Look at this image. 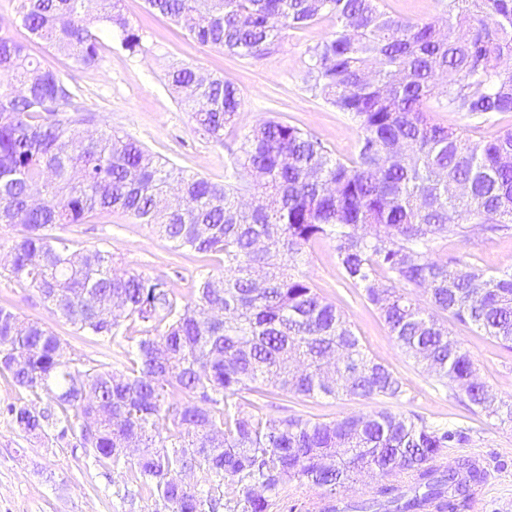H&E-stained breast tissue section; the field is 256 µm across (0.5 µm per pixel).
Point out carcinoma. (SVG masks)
Listing matches in <instances>:
<instances>
[{
  "label": "carcinoma",
  "mask_w": 512,
  "mask_h": 512,
  "mask_svg": "<svg viewBox=\"0 0 512 512\" xmlns=\"http://www.w3.org/2000/svg\"><path fill=\"white\" fill-rule=\"evenodd\" d=\"M19 0L11 25L93 66L105 37L131 53L141 37L122 0ZM202 46L259 59L281 33L333 21L309 50L323 101L351 117L356 155L336 157L278 118L234 131L241 97L222 76L169 73L197 128L224 146V183L190 174L133 137L94 122L67 75L0 35V224L17 230L5 276L37 290L82 336L127 341L126 368L86 366L37 321L0 307V373L18 399L5 415L36 438L79 437L112 471L168 512H218L236 483L241 512H268L290 481L323 490L317 512H461L486 470L443 462L467 428L388 408L330 422L274 419L253 395L399 401L402 381L365 352L340 309L298 270L327 238L344 280L381 314L398 346L487 419L512 423V401L480 381L449 336L451 318L512 348V271L433 256L436 239L512 231V130L473 139L433 118L464 112L475 125L512 113V0H448L447 15L413 21L384 0H146ZM120 211L151 224L175 251L223 256L190 298L160 278L119 272L112 254L81 252L52 233ZM426 294L422 307L413 293ZM252 410H247V407ZM198 469L207 487L183 475ZM374 495L337 491L364 474Z\"/></svg>",
  "instance_id": "carcinoma-1"
}]
</instances>
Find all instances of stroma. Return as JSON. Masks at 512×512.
Masks as SVG:
<instances>
[{"instance_id":"35a3bbf8","label":"stroma","mask_w":512,"mask_h":512,"mask_svg":"<svg viewBox=\"0 0 512 512\" xmlns=\"http://www.w3.org/2000/svg\"><path fill=\"white\" fill-rule=\"evenodd\" d=\"M123 11L142 36L140 51L129 53L118 41H105L98 64L84 67L47 46L32 54L45 65L67 71L84 91V104L95 115V129H109L139 140L155 155L210 181L224 180L226 149L200 136L191 113L177 102L168 74L187 64L206 74H221L241 93L237 131L276 115L319 138L337 157L349 158L360 136L344 113L326 105L310 88L308 50L333 26L325 19L283 32L278 47L261 59L230 55L193 41L184 27L151 15L144 0H123ZM62 236L72 249L99 248L112 254L118 271L168 281L176 295L189 297L200 270H216L220 259L193 252L174 254L154 227L122 212L103 213L84 224H69ZM439 259L465 256L490 272L512 270V233L462 241L436 240ZM314 288L341 307L362 339L368 356L386 365L404 384V398L391 409L417 414L434 424L455 423L470 430L468 442L447 449L448 461L477 459L487 476L464 512H512V425L475 414L455 391L439 385L422 365L404 355L380 316L343 280L333 244L322 240L310 248L300 266ZM0 306L50 327L64 342L67 357L83 364L126 365L123 337L102 342L75 333L55 316L34 288L0 277ZM448 329L478 367V375L499 397L512 399V350L475 327L455 321ZM375 400L349 397H269L264 415H299L328 422L378 408ZM159 505L124 475L85 455L75 436L37 439L23 435L0 416V512H158Z\"/></svg>"}]
</instances>
